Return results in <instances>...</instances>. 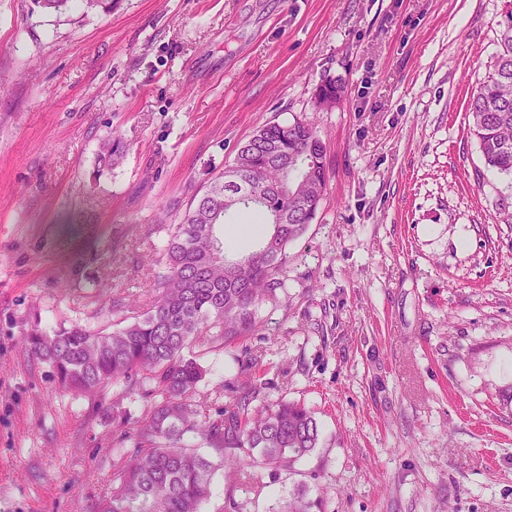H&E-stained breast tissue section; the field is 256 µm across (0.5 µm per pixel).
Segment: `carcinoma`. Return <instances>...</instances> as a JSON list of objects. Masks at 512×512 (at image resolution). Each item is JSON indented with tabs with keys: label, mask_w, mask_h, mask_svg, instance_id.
Here are the masks:
<instances>
[{
	"label": "carcinoma",
	"mask_w": 512,
	"mask_h": 512,
	"mask_svg": "<svg viewBox=\"0 0 512 512\" xmlns=\"http://www.w3.org/2000/svg\"><path fill=\"white\" fill-rule=\"evenodd\" d=\"M501 51L468 102L467 132L476 139L484 166L512 177V11L501 31ZM333 78L316 89L320 107L341 97ZM326 146L310 122H269L238 148L169 229L162 270L154 276L147 312L107 333L80 324L49 336L38 329L24 343L29 354L52 365L58 384L79 393L121 386L112 401V423L133 441L127 457L112 459V491L95 512H201L217 467L233 470L225 502L239 512L235 493L248 466L288 468L317 447V419L286 400L253 406L261 388L248 379L232 402L212 417L199 393L205 370L192 348L229 344L259 330L257 311L285 287L288 245L316 218L326 186ZM288 183V194L274 187ZM261 188L251 204L225 205V191ZM231 212L262 215L273 232L255 250H224L220 226ZM146 400L145 417L128 431L126 396ZM192 433L220 459L215 464L185 443Z\"/></svg>",
	"instance_id": "cac0c4a2"
}]
</instances>
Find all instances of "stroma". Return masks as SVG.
Here are the masks:
<instances>
[{"mask_svg":"<svg viewBox=\"0 0 512 512\" xmlns=\"http://www.w3.org/2000/svg\"><path fill=\"white\" fill-rule=\"evenodd\" d=\"M512 0H0V512H93L112 398L23 346L132 322L207 180L272 122L309 121L327 185L261 328L196 348L210 412L249 366L317 448L255 467L244 512H512V178L467 104ZM342 98L316 108L324 78ZM111 143L117 164L98 162Z\"/></svg>","mask_w":512,"mask_h":512,"instance_id":"1","label":"stroma"}]
</instances>
